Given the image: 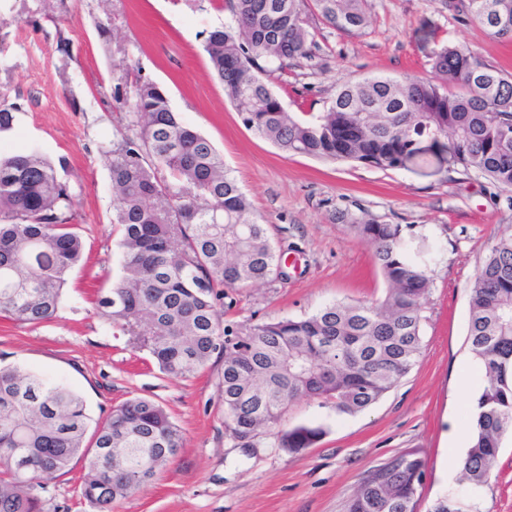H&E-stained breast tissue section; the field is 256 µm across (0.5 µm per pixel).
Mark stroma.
<instances>
[{"mask_svg":"<svg viewBox=\"0 0 512 512\" xmlns=\"http://www.w3.org/2000/svg\"><path fill=\"white\" fill-rule=\"evenodd\" d=\"M465 5L367 0L368 23L351 34L308 10L312 58L273 73L269 85L289 112L306 117L324 111L344 83L428 76L431 56L446 42L468 45L512 74V40L491 34ZM230 21L225 0H51L46 7L0 0V94L21 106L13 128L0 133V154L23 147L63 162L59 174L85 243L51 320L0 319V362L69 387L96 419L133 397L170 414L181 431L177 455L115 512H344L367 470L411 449L427 465L416 512H430L446 495L475 501L480 512H512V441L495 477L478 488L458 465L465 446H449L455 429L469 430V410L485 384L466 346L469 294L483 258L512 234V191L472 172L384 171L281 152L243 125L210 71L202 34ZM141 80L163 85L173 110L213 143L286 264L287 278L225 289L226 321L248 326L302 318L336 301L381 299L386 285L371 247L347 234L346 215L402 225L433 257L422 353L398 386L356 415L306 400L286 414L288 426L325 424L316 447L291 454L271 434L238 447L218 404L220 361L187 379L167 376L148 353L131 351L101 313L97 300L123 264L102 149L131 123ZM84 474L77 463L46 479L41 512H93L80 494Z\"/></svg>","mask_w":512,"mask_h":512,"instance_id":"1","label":"stroma"}]
</instances>
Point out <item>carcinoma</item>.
Returning <instances> with one entry per match:
<instances>
[{
	"mask_svg": "<svg viewBox=\"0 0 512 512\" xmlns=\"http://www.w3.org/2000/svg\"><path fill=\"white\" fill-rule=\"evenodd\" d=\"M307 0H227L232 24L206 32L203 50L245 127L281 151L381 170L436 163L474 171L512 190V78L467 45L431 58L435 79L370 76L346 83L327 109L308 118L286 111L263 80L309 57ZM337 30L367 25L366 0H314ZM470 14L497 37H512V0H468ZM136 120L103 151L117 201L123 275L99 306L146 350L159 369L187 378L224 362L219 400L241 447L278 427L307 398L353 415L378 402L413 368L423 348L431 291L428 260L400 224L345 220L366 241L387 285L383 300L336 302L298 319L238 327L223 321L224 289L278 276V256L212 142L175 112L151 80L136 87ZM20 106L0 95V132ZM72 193L34 150L0 157V317L39 324L58 309L83 257L72 224ZM466 344L485 385L470 415L472 441L461 461L466 480L487 483L512 437V235L482 260L471 287ZM326 434L317 423L277 432L290 453ZM181 447L178 426L145 398L92 421L71 389L11 365L0 366V512H39L43 479L87 467L81 496L96 512L150 483ZM426 463L414 451L370 469L346 512H415ZM431 512H471L445 497Z\"/></svg>",
	"mask_w": 512,
	"mask_h": 512,
	"instance_id": "cac0c4a2",
	"label": "carcinoma"
}]
</instances>
